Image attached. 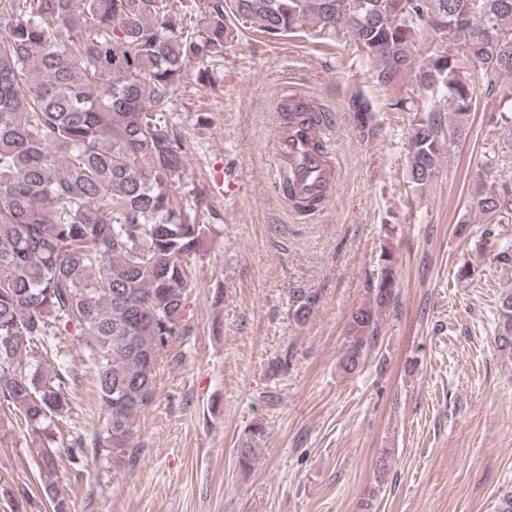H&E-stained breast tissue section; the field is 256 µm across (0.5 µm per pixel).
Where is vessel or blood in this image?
Returning <instances> with one entry per match:
<instances>
[{
	"mask_svg": "<svg viewBox=\"0 0 512 512\" xmlns=\"http://www.w3.org/2000/svg\"><path fill=\"white\" fill-rule=\"evenodd\" d=\"M278 107L293 114L274 136L275 156L288 174L279 188L295 212L309 216L334 192V121L317 100L293 89L281 96Z\"/></svg>",
	"mask_w": 512,
	"mask_h": 512,
	"instance_id": "obj_1",
	"label": "vessel or blood"
}]
</instances>
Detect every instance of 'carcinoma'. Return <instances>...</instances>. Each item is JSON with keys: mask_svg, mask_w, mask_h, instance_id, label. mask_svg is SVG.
Here are the masks:
<instances>
[{"mask_svg": "<svg viewBox=\"0 0 512 512\" xmlns=\"http://www.w3.org/2000/svg\"><path fill=\"white\" fill-rule=\"evenodd\" d=\"M207 20L187 21L170 0H0V421L24 422L45 468L66 458L80 470L92 448L133 463L136 420L154 399L156 368L185 335L191 256L206 225L179 179L185 151L168 118L173 88L188 67L208 80L234 38L224 22L257 24L269 38L308 29L343 41L374 65L376 82L442 94L459 117L444 126L437 109L411 113L409 178L423 190L445 142L462 135L473 104L472 74L512 77V0H207ZM485 224L512 222V174L478 187ZM396 287L385 255L369 300L351 314L339 365L357 372L379 335ZM313 299L293 298L304 323ZM74 336L95 367L105 429L77 437L58 454L56 423L68 413L67 371L31 370L59 357L54 340ZM512 353V291L502 292L494 329ZM258 427L237 448L251 467ZM14 512H70L48 484L39 497L0 486Z\"/></svg>", "mask_w": 512, "mask_h": 512, "instance_id": "1", "label": "carcinoma"}]
</instances>
